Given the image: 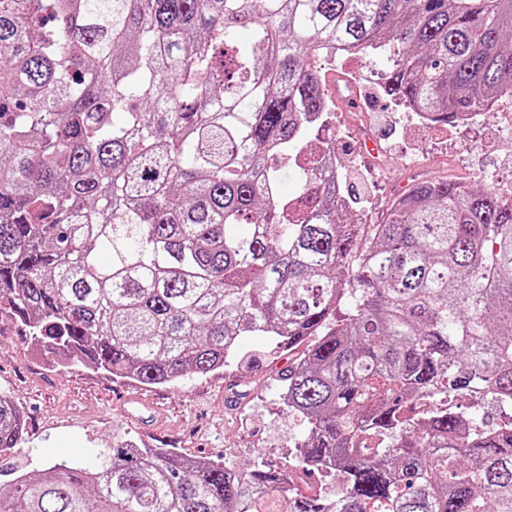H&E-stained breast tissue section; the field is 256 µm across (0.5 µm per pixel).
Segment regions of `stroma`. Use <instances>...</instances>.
<instances>
[{"label": "stroma", "instance_id": "obj_1", "mask_svg": "<svg viewBox=\"0 0 512 512\" xmlns=\"http://www.w3.org/2000/svg\"><path fill=\"white\" fill-rule=\"evenodd\" d=\"M363 64L348 57L324 66L337 80L329 88L335 123L343 131L336 148L356 219L380 223L391 198L425 178L494 191L512 182V139L495 142L497 113H486L466 129L412 131L395 102L350 83V74ZM355 96L363 111H350ZM372 142L373 154L365 150ZM240 347L243 359L229 368L187 376L176 387L151 386L60 364L9 311L0 312V390L11 394L26 419L23 443L0 454V469L32 477L61 460L95 469L103 450L119 439L235 467L258 460L283 467L304 429L299 418L284 413L279 399L277 374L288 358L263 336L243 337ZM129 394L153 403L156 415H121Z\"/></svg>", "mask_w": 512, "mask_h": 512}]
</instances>
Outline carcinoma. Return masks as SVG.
I'll use <instances>...</instances> for the list:
<instances>
[{
  "mask_svg": "<svg viewBox=\"0 0 512 512\" xmlns=\"http://www.w3.org/2000/svg\"><path fill=\"white\" fill-rule=\"evenodd\" d=\"M379 47L446 126L512 90V0H0V310L149 385L264 336L305 424L283 469L123 442L0 512H512V205L424 179L365 231L324 168L317 62Z\"/></svg>",
  "mask_w": 512,
  "mask_h": 512,
  "instance_id": "1",
  "label": "carcinoma"
}]
</instances>
